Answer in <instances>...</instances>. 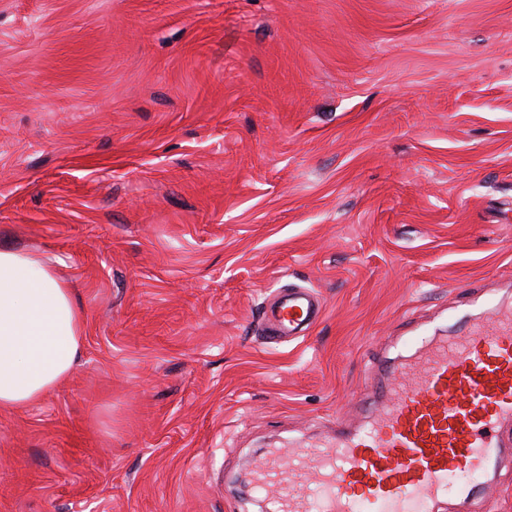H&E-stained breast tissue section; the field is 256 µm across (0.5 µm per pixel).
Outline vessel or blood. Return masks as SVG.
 <instances>
[{"label":"vessel or blood","mask_w":512,"mask_h":512,"mask_svg":"<svg viewBox=\"0 0 512 512\" xmlns=\"http://www.w3.org/2000/svg\"><path fill=\"white\" fill-rule=\"evenodd\" d=\"M312 290L293 288L267 313L271 339L297 338L320 318ZM377 416L312 448H273L253 483L268 512H432L448 491L470 496L502 454L512 419V316L474 322L421 350L379 384Z\"/></svg>","instance_id":"vessel-or-blood-1"}]
</instances>
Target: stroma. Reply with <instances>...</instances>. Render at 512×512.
I'll return each mask as SVG.
<instances>
[{
	"label": "stroma",
	"instance_id": "stroma-1",
	"mask_svg": "<svg viewBox=\"0 0 512 512\" xmlns=\"http://www.w3.org/2000/svg\"><path fill=\"white\" fill-rule=\"evenodd\" d=\"M0 245L85 314L0 512H259L256 459L512 311V0H0ZM287 288L323 316L264 344ZM501 434L435 512H512Z\"/></svg>",
	"mask_w": 512,
	"mask_h": 512
}]
</instances>
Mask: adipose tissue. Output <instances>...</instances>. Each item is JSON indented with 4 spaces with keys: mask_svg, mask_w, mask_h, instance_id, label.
Segmentation results:
<instances>
[{
    "mask_svg": "<svg viewBox=\"0 0 512 512\" xmlns=\"http://www.w3.org/2000/svg\"><path fill=\"white\" fill-rule=\"evenodd\" d=\"M84 316L74 291L35 254L0 247V409L39 401L67 379Z\"/></svg>",
    "mask_w": 512,
    "mask_h": 512,
    "instance_id": "1",
    "label": "adipose tissue"
}]
</instances>
